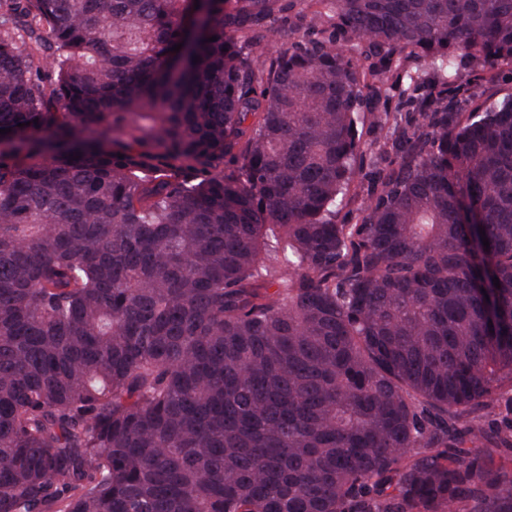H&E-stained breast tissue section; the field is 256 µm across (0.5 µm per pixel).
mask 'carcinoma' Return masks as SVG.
<instances>
[{
  "instance_id": "carcinoma-1",
  "label": "carcinoma",
  "mask_w": 512,
  "mask_h": 512,
  "mask_svg": "<svg viewBox=\"0 0 512 512\" xmlns=\"http://www.w3.org/2000/svg\"><path fill=\"white\" fill-rule=\"evenodd\" d=\"M304 2L0 0V512H512V0ZM289 8L280 14L277 26L281 31L282 43H290L305 37L312 31V25L322 28L327 24L323 19L313 15L301 0H284ZM457 84L462 89L468 91H482L484 98L487 96H493L492 101L498 99L501 95H496V91L500 87H506L510 85V81H497L496 83L485 84L484 82L477 79L476 74L471 70L469 64L465 61L458 62V78Z\"/></svg>"
}]
</instances>
